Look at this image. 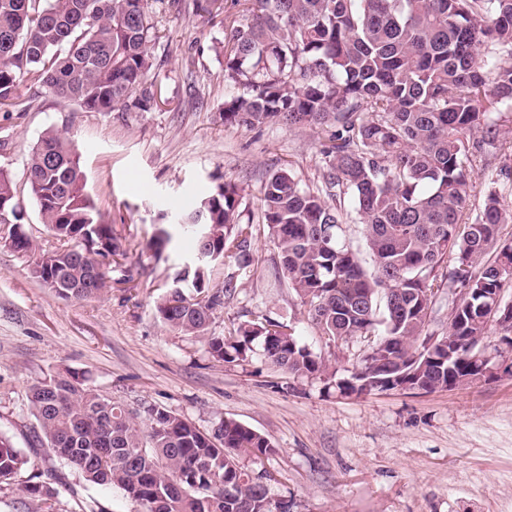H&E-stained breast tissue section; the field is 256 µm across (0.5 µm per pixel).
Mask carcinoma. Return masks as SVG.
Instances as JSON below:
<instances>
[{"label":"carcinoma","instance_id":"obj_1","mask_svg":"<svg viewBox=\"0 0 512 512\" xmlns=\"http://www.w3.org/2000/svg\"><path fill=\"white\" fill-rule=\"evenodd\" d=\"M243 5L228 14L227 2ZM170 6L224 22V124L326 127L321 185L303 187L277 170L263 187V228L271 262L287 280L327 345L372 337L373 355L347 377L282 323L249 320L230 337L214 336V310L235 292L234 276L209 286L214 262L250 255L253 226L240 223L243 187L217 184L185 214H204L205 261L180 267L156 306L167 325L204 339L212 358L246 362L259 352L292 379H319L341 394L359 383L404 375L432 392L476 374L469 354L452 364L426 349L429 293L512 284V220L496 190L463 221L476 192V163L505 152L499 120L512 112V0H172ZM148 0H0V111L21 103L28 81L86 112H147L148 74L156 67ZM29 190L41 218L61 242L43 250L23 235L15 252L30 274L65 300L104 295L102 260L126 255L112 225L85 190L69 140L48 129L27 160ZM351 209L345 208V202ZM0 212L25 223V209L0 168ZM361 225L372 260L366 269L346 235ZM332 231V239L325 236ZM488 250L493 263L476 269ZM463 307L444 339L483 341L489 321L480 300ZM29 408L47 445L83 485L115 487L137 512H290L261 487L265 470L248 461L276 454L263 435L234 419L207 434L174 411L148 404L133 414L80 377L56 373L32 385ZM32 467L0 433V486ZM28 492L50 497L60 475H33Z\"/></svg>","mask_w":512,"mask_h":512}]
</instances>
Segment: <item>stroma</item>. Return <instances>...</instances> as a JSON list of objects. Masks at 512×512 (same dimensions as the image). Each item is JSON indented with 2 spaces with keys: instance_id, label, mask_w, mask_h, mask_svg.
<instances>
[{
  "instance_id": "1",
  "label": "stroma",
  "mask_w": 512,
  "mask_h": 512,
  "mask_svg": "<svg viewBox=\"0 0 512 512\" xmlns=\"http://www.w3.org/2000/svg\"><path fill=\"white\" fill-rule=\"evenodd\" d=\"M149 5L158 63L148 77L156 93L150 111L86 112L24 82L18 95L28 110L0 112V168L15 183L25 229L39 246L58 242L31 200L26 162L51 128L74 143L89 194L128 249L110 271L107 293L68 302L31 276L25 257L0 245V433L37 470L59 468L36 437L27 393L67 370L127 408L158 403L204 432L230 417L265 436L277 450L266 464L270 492L292 502L291 512H512L511 375L423 395L340 396L317 379L287 392L278 387L285 374L261 355L241 365L216 361L204 340L157 318V301L193 246L175 241L157 260L147 241L227 179L244 189L243 220L261 224L266 176L286 168L301 184H318L325 134L225 124L222 107L233 90L224 83L222 24L177 14L166 0ZM273 251L262 231L240 268L212 264L211 286L230 274L236 280L212 333L271 318L346 376L358 346L325 345L273 268ZM50 503V512L136 510L119 489L86 488L73 475L56 485Z\"/></svg>"
}]
</instances>
